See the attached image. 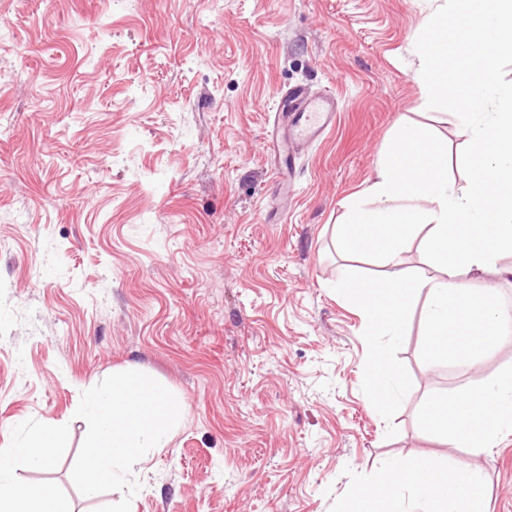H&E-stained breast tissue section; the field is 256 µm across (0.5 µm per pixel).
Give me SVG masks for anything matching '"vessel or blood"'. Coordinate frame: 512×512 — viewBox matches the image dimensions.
Here are the masks:
<instances>
[{
	"mask_svg": "<svg viewBox=\"0 0 512 512\" xmlns=\"http://www.w3.org/2000/svg\"><path fill=\"white\" fill-rule=\"evenodd\" d=\"M287 95V112L275 118L273 129L263 139L261 149L291 163L302 146L318 141L331 129L336 104L330 95L313 96L301 87L289 89Z\"/></svg>",
	"mask_w": 512,
	"mask_h": 512,
	"instance_id": "obj_1",
	"label": "vessel or blood"
}]
</instances>
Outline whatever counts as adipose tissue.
Instances as JSON below:
<instances>
[{"instance_id": "ef3b65f1", "label": "adipose tissue", "mask_w": 512, "mask_h": 512, "mask_svg": "<svg viewBox=\"0 0 512 512\" xmlns=\"http://www.w3.org/2000/svg\"><path fill=\"white\" fill-rule=\"evenodd\" d=\"M419 74L429 99L456 86L467 119L466 145L456 156L436 144L428 124L395 126L392 149L366 189L367 203L348 201L337 239L344 253L365 256L381 276L346 268L336 291L358 305L366 376L373 404L388 414L399 402L404 377L388 361L383 341H396L417 296L426 349L473 367L501 345L512 309L491 303V285L479 274L496 271L512 253V86L499 82L503 59L512 58V0H444L424 26ZM470 176L467 194L448 180L449 164ZM435 257L441 274L413 279L403 258L414 239ZM448 444L483 453L512 432V370L494 381L448 396L424 416ZM68 446L62 426L45 421L23 448H0V512H73L45 486L16 478L18 465L46 470ZM485 474L476 465L385 460L355 484L340 512H485Z\"/></svg>"}]
</instances>
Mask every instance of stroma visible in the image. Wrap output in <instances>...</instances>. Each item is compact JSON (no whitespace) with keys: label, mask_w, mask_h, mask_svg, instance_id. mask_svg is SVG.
Masks as SVG:
<instances>
[{"label":"stroma","mask_w":512,"mask_h":512,"mask_svg":"<svg viewBox=\"0 0 512 512\" xmlns=\"http://www.w3.org/2000/svg\"><path fill=\"white\" fill-rule=\"evenodd\" d=\"M437 0H0V448L47 420L68 452L20 468L74 512L85 388L129 364L185 407L131 512H337L380 460L479 463L512 512V433L452 448L420 414L512 369L424 347L420 306L386 355L376 412L334 236L400 121L463 149L456 92L427 103L412 53ZM334 94V127L295 162L285 213L260 143L279 94Z\"/></svg>","instance_id":"35a3bbf8"}]
</instances>
